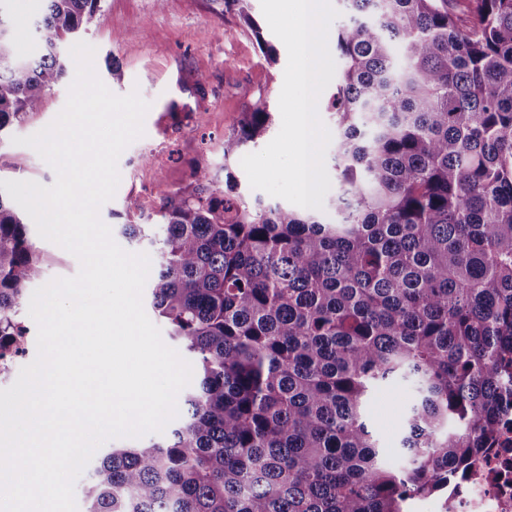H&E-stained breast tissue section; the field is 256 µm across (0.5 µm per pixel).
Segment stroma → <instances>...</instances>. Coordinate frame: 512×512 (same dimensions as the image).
I'll return each mask as SVG.
<instances>
[{"instance_id": "35a3bbf8", "label": "stroma", "mask_w": 512, "mask_h": 512, "mask_svg": "<svg viewBox=\"0 0 512 512\" xmlns=\"http://www.w3.org/2000/svg\"><path fill=\"white\" fill-rule=\"evenodd\" d=\"M6 8L20 34V55L33 56L42 43L33 23L43 0H8ZM262 33L275 49L276 63H267L251 32L225 10L222 0H103L101 18L80 34V41L94 47V68L108 89L119 96L138 92L150 105L143 135L118 159L116 192L99 209L101 221L125 251L152 254V241L163 233L159 212L164 196L187 186L199 164L208 167L214 187L224 188L230 180L239 192L275 204V197L250 187L239 160L224 159V137L246 106L260 95L273 103L279 100L287 50L270 28ZM70 48L67 42L59 47L65 73L40 110L0 142V181L54 184L53 168L18 140L41 131L64 108L76 73ZM111 60L121 67V81H113L107 69ZM125 224L141 225V240L126 238L121 232ZM27 229L41 265L30 289L78 274L76 256L42 238L35 224ZM413 401L412 390L399 382L368 399L365 416L381 447L399 448Z\"/></svg>"}]
</instances>
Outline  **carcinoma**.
Instances as JSON below:
<instances>
[{"label":"carcinoma","instance_id":"cac0c4a2","mask_svg":"<svg viewBox=\"0 0 512 512\" xmlns=\"http://www.w3.org/2000/svg\"><path fill=\"white\" fill-rule=\"evenodd\" d=\"M45 52L23 58L0 9V135L62 78L57 44L102 0H45ZM250 0H224L270 63ZM332 216L193 181L161 208L151 304L196 364L163 443L115 448L90 512H406L492 447L512 394V0H342ZM260 95L224 159L263 136ZM0 195V373L40 276ZM410 383L401 464L364 404Z\"/></svg>","mask_w":512,"mask_h":512}]
</instances>
